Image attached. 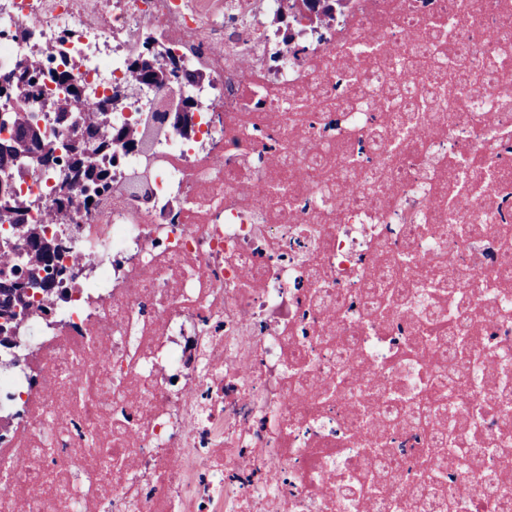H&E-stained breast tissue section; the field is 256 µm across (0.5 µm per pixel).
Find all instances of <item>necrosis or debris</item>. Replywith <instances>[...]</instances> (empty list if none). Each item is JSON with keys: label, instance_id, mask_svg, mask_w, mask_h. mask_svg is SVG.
Wrapping results in <instances>:
<instances>
[{"label": "necrosis or debris", "instance_id": "4bbe7bcc", "mask_svg": "<svg viewBox=\"0 0 512 512\" xmlns=\"http://www.w3.org/2000/svg\"><path fill=\"white\" fill-rule=\"evenodd\" d=\"M462 13L464 28L452 23ZM506 14L512 0H321L313 10L305 0H0V78L45 49L69 76L32 99L22 87L0 97V143L15 137L20 102L44 131L43 149L10 171L25 222L64 244L45 301L52 317L22 315L19 362L0 371V512H375L336 492L371 440L353 426L357 397L379 386L414 402L427 384L430 365L402 352L424 329L420 301L438 296L437 258L452 253L471 302L512 311L498 232L456 234L498 195H449L445 174L448 162L494 152L499 133L512 141V113L498 106L512 77L480 85L466 111L419 121L421 159L402 145L368 159L353 151L356 133L385 118L380 89L341 121L310 97L335 93L337 67L368 66L358 42L399 53L431 20L449 21V39L510 51L499 40ZM149 43L198 79L146 86L113 110L116 130L144 116L165 127L152 153L97 156L116 185L138 170L147 183L91 210L87 184L74 183L65 223H46L78 136L56 104L73 86L111 97ZM164 93L194 100L192 134L170 128ZM339 142L349 149L331 154L327 173L299 181L282 162ZM378 167L398 172L383 208L337 195L333 173L355 169L363 190ZM383 253L406 257L416 288L377 319L364 292ZM481 336L471 392L491 376L512 383V314ZM350 339L349 391L338 397ZM302 377L325 400L295 396ZM100 415L128 425L123 453H111Z\"/></svg>", "mask_w": 512, "mask_h": 512}]
</instances>
